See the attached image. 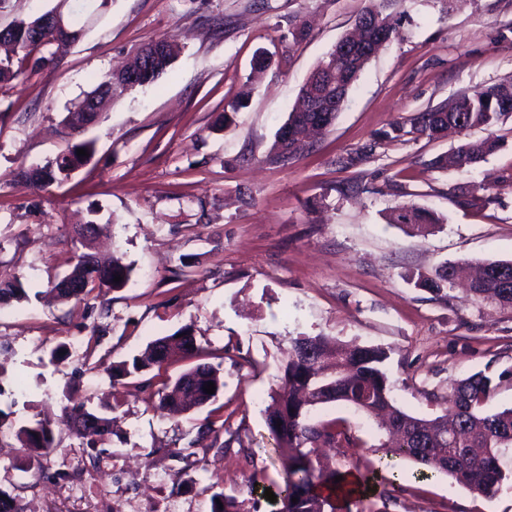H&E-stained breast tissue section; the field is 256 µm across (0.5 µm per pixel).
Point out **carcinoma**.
<instances>
[{
  "instance_id": "cac0c4a2",
  "label": "carcinoma",
  "mask_w": 512,
  "mask_h": 512,
  "mask_svg": "<svg viewBox=\"0 0 512 512\" xmlns=\"http://www.w3.org/2000/svg\"><path fill=\"white\" fill-rule=\"evenodd\" d=\"M395 0H379L358 16L352 31L343 35L349 40L365 41L370 31L364 21L377 13L387 19L386 9ZM50 13L20 19L7 28L15 57L0 58V82H9L23 72L53 61L42 49L47 46L61 51L77 41L83 28L65 22L61 29L49 22ZM180 52L172 38L149 42L134 55L125 70H142L139 85L144 86L159 79L171 67ZM369 58L339 54L333 46L317 63L321 70L330 65L336 71L335 88L338 89V106L331 120H336L349 93L357 84ZM112 74H106L91 96H99L98 105L115 103L125 93L124 89L110 88ZM505 117H512V81L489 86L472 94L464 93L440 104L427 112L411 118L422 135L436 138L448 126L460 132L475 128H490ZM318 113L296 109L289 113L276 135L274 150L280 160L295 156L307 146V136L313 130L324 129ZM499 142L491 137L480 141H464L446 158L440 157V167L451 165L458 169H475L486 157L496 152ZM88 155L80 157L77 150ZM94 153L93 142L81 141L66 152L43 165L23 168L19 174L34 187L46 186L45 179L63 181L71 171L90 161ZM389 223L403 225L422 234L442 219L434 212L413 205L398 207L391 214ZM85 252H75L69 259L67 276L80 283V287L62 291L58 283L53 290L62 300H80L96 287L112 289L124 287L131 268L119 259L100 262L88 251L90 242H84ZM473 273L470 291L480 301L512 308V260L476 261L471 263ZM456 265L446 263L439 267L433 278L417 282L420 287L435 293L453 281ZM122 280L114 282L115 276ZM179 351L193 356L198 352L195 336L184 327L178 332L151 341L145 351L124 361L115 368L117 377H138L149 370L162 372L172 353ZM387 359L385 349L378 346L348 349L329 342L322 336H299L291 340L284 363L276 376V387L271 392V402L265 410V422L275 442L274 452L283 462L282 480L275 484V495L281 503L280 512H336V494L367 502L362 512H380L374 501H386L389 490L375 483V477L362 476L366 482L374 481L371 490L357 491L346 482L348 472L337 468L324 469L314 463L313 456L320 448H352L355 439L348 428L331 422H315L311 411L326 404H347L357 411L373 417L385 412L379 427L396 437V441L381 443L375 451L398 463L411 461L422 467L419 475L428 477L426 471L445 474L459 485L483 494H492L505 481L512 482V470L504 466L506 457L512 455V408L502 411L488 410V402L495 390L493 379L477 372L457 382L448 394V407L435 418H419L397 407L391 398L388 376L383 370ZM215 384V393L208 394L203 387ZM141 389L149 402H157V409L164 416L177 417L191 410L200 409L216 399L224 389V378L219 369L208 363H197L183 370L175 379L164 385L163 390L152 391V379L141 382ZM63 418L69 421L76 433L91 446H96L111 433L112 418L97 415L74 403L64 408ZM224 429L215 420H206L197 437L188 441V447L177 453L184 460L194 455L192 448L203 436ZM17 437L32 460L50 454L56 447L53 422L40 420L33 425H23ZM342 480L337 482L335 477ZM298 502H292V498ZM221 503H216V500ZM210 512H250L245 502L224 492L211 496Z\"/></svg>"
}]
</instances>
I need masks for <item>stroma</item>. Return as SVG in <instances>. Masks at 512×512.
Listing matches in <instances>:
<instances>
[{
  "instance_id": "obj_1",
  "label": "stroma",
  "mask_w": 512,
  "mask_h": 512,
  "mask_svg": "<svg viewBox=\"0 0 512 512\" xmlns=\"http://www.w3.org/2000/svg\"><path fill=\"white\" fill-rule=\"evenodd\" d=\"M367 0H0V29L60 9L80 18L78 41L40 69L0 84V281L24 296L0 307V491L19 512H133L149 498L162 512H210L211 484L256 512H272L261 486L280 481L264 409L290 341L325 336L383 347L391 397L423 418L442 414L451 386L496 378L490 409L512 407V309L481 303L453 284L419 287L450 262L512 260V117L493 127L499 149L470 172L434 158L462 142L430 139L412 116L460 93L512 79V0H397L396 35L366 65L334 124L282 162L271 150L318 61ZM307 34L293 39L295 23ZM174 37L181 52L154 83L124 93L84 133L88 165L36 190L21 168L45 164L68 142L63 118L96 78L145 43ZM271 65L252 70L257 51ZM397 124L395 139L380 131ZM485 184L488 202L458 205ZM436 212L423 235L389 223L397 207ZM93 222L104 257L132 269L126 287L56 301L48 292L75 251L73 227ZM190 327L196 361L219 366L217 402L252 458L197 448L175 453L207 409L165 418L136 379L113 368L152 340ZM194 359L176 356L169 375ZM116 396L112 432L98 454L60 422L64 406L90 411ZM58 418L57 448L28 460L16 432ZM356 447L326 451L342 470L372 469L392 498L384 512H512V483L482 495L401 464L388 478L372 450L376 423L341 405ZM187 468L192 480L176 485Z\"/></svg>"
}]
</instances>
